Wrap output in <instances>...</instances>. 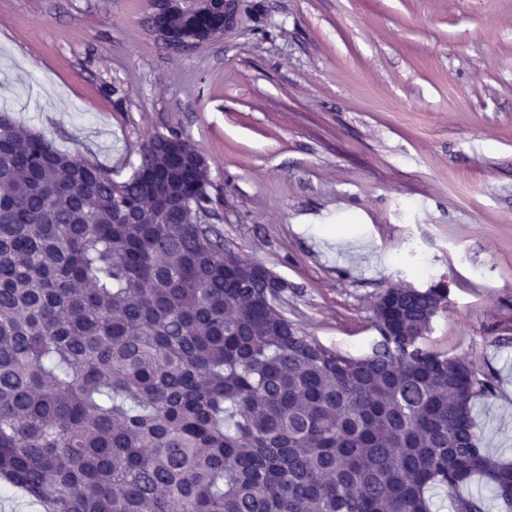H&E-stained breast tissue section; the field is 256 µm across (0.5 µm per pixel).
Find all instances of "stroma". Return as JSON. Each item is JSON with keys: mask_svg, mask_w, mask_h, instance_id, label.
<instances>
[{"mask_svg": "<svg viewBox=\"0 0 512 512\" xmlns=\"http://www.w3.org/2000/svg\"><path fill=\"white\" fill-rule=\"evenodd\" d=\"M149 0H0V110L122 180L176 128L210 221L345 356L389 285H448L424 339L491 377L473 415L512 461V0H240L223 39L156 42Z\"/></svg>", "mask_w": 512, "mask_h": 512, "instance_id": "1", "label": "stroma"}]
</instances>
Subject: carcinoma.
I'll return each instance as SVG.
<instances>
[{"label":"carcinoma","instance_id":"carcinoma-1","mask_svg":"<svg viewBox=\"0 0 512 512\" xmlns=\"http://www.w3.org/2000/svg\"><path fill=\"white\" fill-rule=\"evenodd\" d=\"M177 129L125 181L0 113V490L50 512H432L512 464L472 413L491 384L422 339L448 287L387 288L371 353L278 309L209 214ZM453 512H486L455 497Z\"/></svg>","mask_w":512,"mask_h":512}]
</instances>
